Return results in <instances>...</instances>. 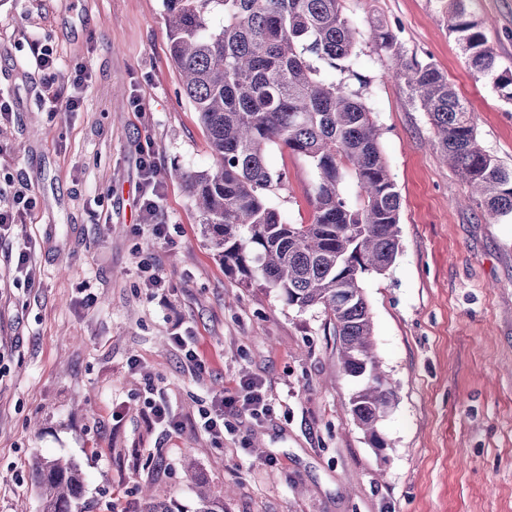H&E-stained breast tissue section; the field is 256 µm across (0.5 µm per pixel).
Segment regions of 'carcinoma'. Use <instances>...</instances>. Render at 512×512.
I'll return each mask as SVG.
<instances>
[{"instance_id": "carcinoma-1", "label": "carcinoma", "mask_w": 512, "mask_h": 512, "mask_svg": "<svg viewBox=\"0 0 512 512\" xmlns=\"http://www.w3.org/2000/svg\"><path fill=\"white\" fill-rule=\"evenodd\" d=\"M443 2L470 76L492 82L511 102L512 69L500 67L468 0ZM165 35L213 157L208 170L176 167L170 176L187 189L224 271L247 286L264 282L300 311L324 309L343 373L363 379L350 398L352 418L374 447H385L378 424L396 394L374 352L362 279L385 274L395 262L401 203L361 94L320 79L319 64L340 66L357 43L342 0H165ZM371 35L392 76L426 112L431 145L467 185L468 199L490 219L512 217V169L482 146L455 86L434 64L408 56L386 23L373 22ZM274 145L316 169L308 224L285 222L270 201L284 186L283 174L267 164ZM348 171L359 207L341 189ZM30 470L40 490L38 512H72L84 486L79 467L40 456ZM145 501L146 512H172L153 487ZM195 512H224V500L200 489Z\"/></svg>"}]
</instances>
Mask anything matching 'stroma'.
<instances>
[{"instance_id": "stroma-1", "label": "stroma", "mask_w": 512, "mask_h": 512, "mask_svg": "<svg viewBox=\"0 0 512 512\" xmlns=\"http://www.w3.org/2000/svg\"><path fill=\"white\" fill-rule=\"evenodd\" d=\"M360 36L347 71L381 132L401 198L400 251L363 280L376 354L396 390L376 450L350 414L358 386L342 373L322 308L288 306L261 283L225 272L174 166L208 169L204 128L183 93L163 0H0V201L35 199L0 238V512H38L29 463L61 456L85 475L80 512H142L166 489L194 512L195 489L224 512H512V218L464 208L460 177L431 150L428 116L371 42L386 21L408 55L436 64L469 102L484 148L512 167V103L470 76L441 0H343ZM502 65L512 67V0H470ZM62 70H85L82 104L43 100L32 40ZM163 185L166 240L139 221L141 160ZM272 198L283 219H312L313 165L284 147ZM30 248L34 282L17 273ZM149 259L165 286L147 288ZM195 336L196 372L172 342ZM262 381L274 411H241L216 444L198 427L215 395ZM164 402L171 420L151 412Z\"/></svg>"}]
</instances>
